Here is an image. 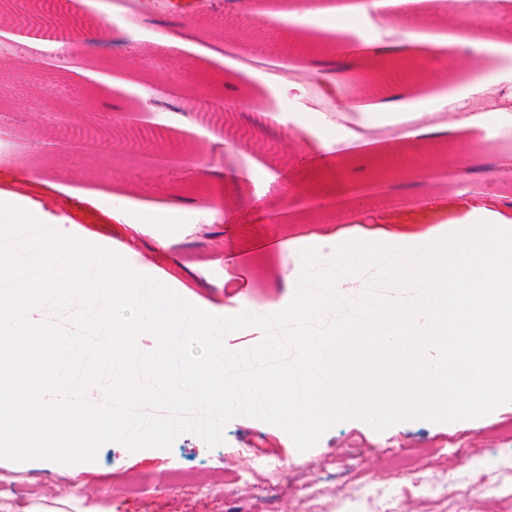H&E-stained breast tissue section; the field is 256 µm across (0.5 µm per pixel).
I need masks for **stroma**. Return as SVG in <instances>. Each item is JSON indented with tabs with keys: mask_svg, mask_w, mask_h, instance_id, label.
<instances>
[{
	"mask_svg": "<svg viewBox=\"0 0 512 512\" xmlns=\"http://www.w3.org/2000/svg\"><path fill=\"white\" fill-rule=\"evenodd\" d=\"M304 2L169 0L162 10L156 0H71L65 26L78 38L36 52L0 16V119L14 130L0 145V202L114 248L216 316L284 309L295 294L285 269L327 231L386 244L497 214L511 220L512 172L501 163L512 140L488 138L472 119L492 99L512 107V28L461 27L458 0H391L399 23L377 17L366 40L365 0H318L316 17ZM168 22L193 27L194 46L160 44ZM445 40L450 55H429ZM215 41L217 58L206 53ZM153 58L166 59L169 75L150 69ZM286 63L348 70L329 95L318 78L281 84ZM47 82L54 95H43ZM396 92L408 120L372 111ZM191 94L211 103L212 119L186 111ZM326 112L348 127L321 131ZM450 119L460 127L446 136L413 134ZM170 218L182 229L163 248L147 227ZM228 277L242 303L226 299ZM403 452L447 489L440 501L399 497L397 512H512L508 499L460 501L454 484L460 456L493 470L512 453V402L474 419L382 431L348 419L305 451L282 428L238 416L213 447L193 434L167 449L101 445L75 479L65 463L0 458V512H244L262 494L276 512H297L294 473L267 488L231 475L257 457L280 460L343 494L349 472L387 483L389 455ZM176 468L217 485L205 495L172 483ZM125 474L144 479L140 493L116 490Z\"/></svg>",
	"mask_w": 512,
	"mask_h": 512,
	"instance_id": "obj_1",
	"label": "stroma"
}]
</instances>
